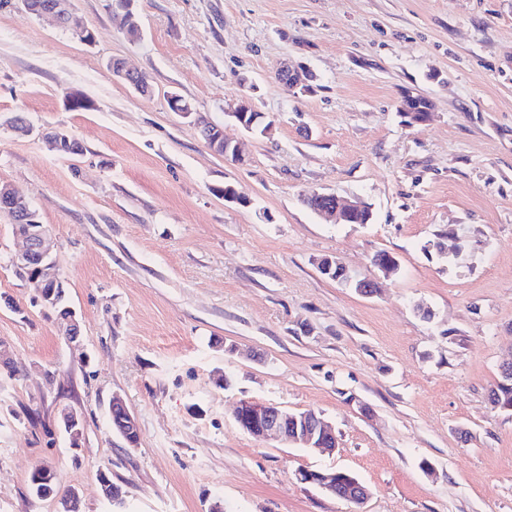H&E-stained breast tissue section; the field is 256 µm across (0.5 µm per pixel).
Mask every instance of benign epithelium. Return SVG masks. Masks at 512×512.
Returning a JSON list of instances; mask_svg holds the SVG:
<instances>
[{
    "mask_svg": "<svg viewBox=\"0 0 512 512\" xmlns=\"http://www.w3.org/2000/svg\"><path fill=\"white\" fill-rule=\"evenodd\" d=\"M22 4L32 14L51 17L58 26L66 28L80 37L83 43L90 44L94 41L93 32L77 22L72 0H51L47 4L37 3L35 0H22ZM133 4L134 0H127L120 11L125 18L127 34L132 38H137L139 37V24L133 11ZM110 68L115 78L129 84L136 92H142V83L138 80V72L128 68L123 59H112ZM278 73V82L286 91L293 94L306 92L307 87L315 79L310 70L289 61L281 65ZM252 109V101L244 96L237 103L234 112L231 113V116L248 131L252 130V125L246 122V118ZM219 130L221 127L214 123H206L201 126L203 137L212 147L224 144V158L241 161L238 147L229 141L221 142L222 135L218 134ZM310 197L326 202L325 207L319 210V215L326 222L339 223L346 220L349 214L364 210V203L360 198L346 199L324 192H313ZM0 210L11 216L14 233L25 243L21 253L12 259L15 271L22 274L28 273L32 261H38L37 274L34 279L30 280V284L34 286L37 299L42 304L46 305L52 302L56 287L61 283V278L47 245L50 235L49 226L34 223L27 201L7 183H0ZM59 324L67 342L74 348H80V323L76 312L72 309L69 310L67 317L59 321ZM111 407L112 413L119 415L118 430L123 435L126 436L137 431L136 420L121 397H112ZM233 416L242 430L260 439L276 438L288 444L321 453H330L336 450V435L332 426L314 410L302 413L288 412L274 405L243 399L236 404ZM62 421L65 432L70 434L72 447H81V417L73 410H65L62 414ZM299 479L332 496L336 495V487L340 480L348 481L350 488L346 499L358 504L363 503L370 495L365 484L343 471H302L299 473Z\"/></svg>",
    "mask_w": 512,
    "mask_h": 512,
    "instance_id": "benign-epithelium-1",
    "label": "benign epithelium"
}]
</instances>
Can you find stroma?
Here are the masks:
<instances>
[{
  "mask_svg": "<svg viewBox=\"0 0 512 512\" xmlns=\"http://www.w3.org/2000/svg\"><path fill=\"white\" fill-rule=\"evenodd\" d=\"M74 4L93 44L0 0V181L50 226L82 336L72 348L16 275L23 244L0 213V512H59L29 492L44 464L81 512H110L103 473L127 483L129 512H512V412L489 401L512 359V0H135V40L112 0ZM115 57L151 93L114 78ZM288 60L316 92L282 88ZM407 91L428 121L405 122ZM244 96L270 135L232 118ZM17 114L29 135L10 130ZM198 115L243 163L209 148ZM48 128L82 154L52 151ZM227 183L246 205L224 201ZM315 191L361 197L371 222L323 223ZM327 257L377 293L323 276ZM116 393L132 449L109 420ZM243 398L322 412L336 452L256 439L233 419ZM327 469L371 496L298 477ZM111 407H112V412H111ZM111 407H110V412H109V419H110L111 423H112V415L115 413H118L119 421H120V425L117 426L118 430L123 434V436H126L132 432H135L133 437H134V441L137 442L138 434L136 433V431H138V429H137L136 420L133 417V415L129 412V410L126 407L122 398L119 396H113L112 401H111ZM300 481L312 484L323 492L336 497V487L339 491L347 493L348 486L344 484L337 485L340 481L345 480L351 483L349 493L342 497L350 501L361 504L368 498L370 491L368 487L359 479L347 475L344 471H302L299 474ZM342 477V479H340Z\"/></svg>",
  "mask_w": 512,
  "mask_h": 512,
  "instance_id": "1",
  "label": "stroma"
}]
</instances>
